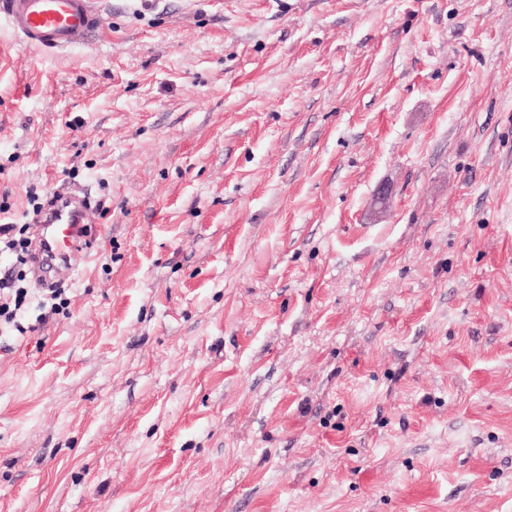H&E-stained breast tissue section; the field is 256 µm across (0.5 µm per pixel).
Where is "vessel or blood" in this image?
Instances as JSON below:
<instances>
[{
    "label": "vessel or blood",
    "mask_w": 512,
    "mask_h": 512,
    "mask_svg": "<svg viewBox=\"0 0 512 512\" xmlns=\"http://www.w3.org/2000/svg\"><path fill=\"white\" fill-rule=\"evenodd\" d=\"M7 25L30 46L66 51L102 29L95 0H0V25ZM82 200L62 196L35 226V267L70 276L92 256Z\"/></svg>",
    "instance_id": "vessel-or-blood-1"
}]
</instances>
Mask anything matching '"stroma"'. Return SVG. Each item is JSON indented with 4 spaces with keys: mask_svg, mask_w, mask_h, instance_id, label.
<instances>
[{
    "mask_svg": "<svg viewBox=\"0 0 512 512\" xmlns=\"http://www.w3.org/2000/svg\"><path fill=\"white\" fill-rule=\"evenodd\" d=\"M102 7L0 29V221L96 230L0 512H512V0ZM38 50L66 51L104 28L95 0H1L0 27Z\"/></svg>",
    "mask_w": 512,
    "mask_h": 512,
    "instance_id": "1",
    "label": "stroma"
}]
</instances>
